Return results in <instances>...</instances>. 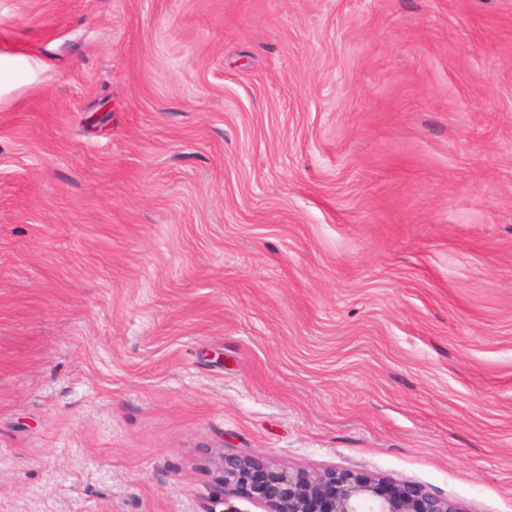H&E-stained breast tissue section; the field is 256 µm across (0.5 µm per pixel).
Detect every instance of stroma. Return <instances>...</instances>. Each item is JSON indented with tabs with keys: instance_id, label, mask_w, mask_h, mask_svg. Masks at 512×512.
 Instances as JSON below:
<instances>
[{
	"instance_id": "1",
	"label": "stroma",
	"mask_w": 512,
	"mask_h": 512,
	"mask_svg": "<svg viewBox=\"0 0 512 512\" xmlns=\"http://www.w3.org/2000/svg\"><path fill=\"white\" fill-rule=\"evenodd\" d=\"M226 455L512 512V0H0V512Z\"/></svg>"
}]
</instances>
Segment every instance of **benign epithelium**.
<instances>
[{
    "label": "benign epithelium",
    "mask_w": 512,
    "mask_h": 512,
    "mask_svg": "<svg viewBox=\"0 0 512 512\" xmlns=\"http://www.w3.org/2000/svg\"><path fill=\"white\" fill-rule=\"evenodd\" d=\"M206 512H241L245 498L262 512H464L454 501L411 482L393 483L356 469L275 467L240 455L223 457Z\"/></svg>",
    "instance_id": "obj_1"
}]
</instances>
